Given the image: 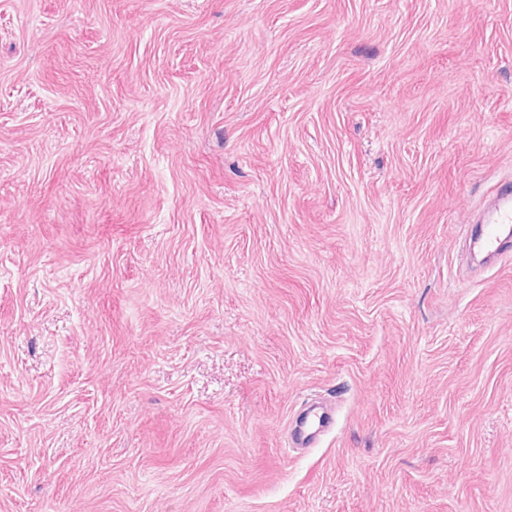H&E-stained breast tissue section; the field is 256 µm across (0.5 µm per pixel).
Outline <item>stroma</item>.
Wrapping results in <instances>:
<instances>
[{
	"instance_id": "obj_1",
	"label": "stroma",
	"mask_w": 512,
	"mask_h": 512,
	"mask_svg": "<svg viewBox=\"0 0 512 512\" xmlns=\"http://www.w3.org/2000/svg\"><path fill=\"white\" fill-rule=\"evenodd\" d=\"M512 0H0V512H512ZM479 222L486 224L481 241L483 250L491 256L502 255L511 238L512 181L504 180L497 185L487 211L481 213Z\"/></svg>"
}]
</instances>
